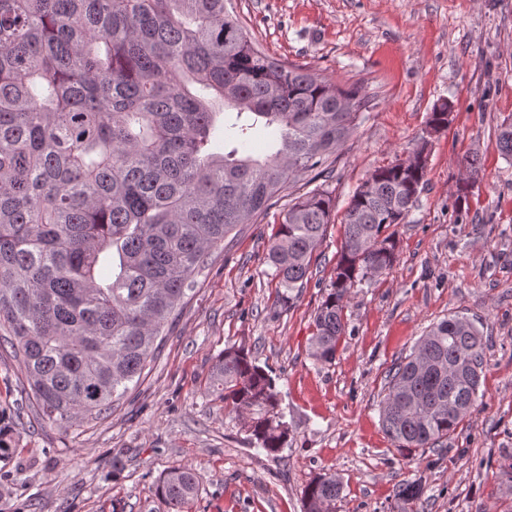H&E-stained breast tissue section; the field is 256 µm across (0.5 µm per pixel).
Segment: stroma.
I'll return each instance as SVG.
<instances>
[{"mask_svg":"<svg viewBox=\"0 0 512 512\" xmlns=\"http://www.w3.org/2000/svg\"><path fill=\"white\" fill-rule=\"evenodd\" d=\"M260 49L340 85L370 106L319 178L335 204L292 305L264 257L281 220L273 205L241 225L197 279L141 379L106 417L63 431L39 420L17 363L0 358V512H166L159 475L193 469L186 512H304L321 473L343 482L332 512H512V160L498 128L512 118V0H234ZM453 105L431 133L436 104ZM426 147L427 183L397 228V258L347 299L336 359L310 356L313 316L341 250L355 188ZM478 156L479 179L460 162ZM486 338L483 397L437 448L401 455L380 423L388 371L452 315ZM245 349L276 382L289 445L272 457L242 416L206 397L211 367ZM120 471H113V460ZM419 481L403 505L395 487Z\"/></svg>","mask_w":512,"mask_h":512,"instance_id":"stroma-1","label":"stroma"}]
</instances>
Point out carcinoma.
<instances>
[{"label":"carcinoma","instance_id":"obj_1","mask_svg":"<svg viewBox=\"0 0 512 512\" xmlns=\"http://www.w3.org/2000/svg\"><path fill=\"white\" fill-rule=\"evenodd\" d=\"M231 0H0V346L24 374L41 420L66 430L102 418L142 376L157 339L192 297L226 238L264 213L302 175L327 163L367 107L342 87L260 50ZM452 105L432 109L448 126ZM273 133L262 158L218 137ZM512 159V122L500 126ZM414 161L379 168L351 195L345 242L315 313L310 355L336 359L355 283L389 270L394 228L425 183ZM324 188L283 210L266 262L287 292L307 278L331 223ZM484 336L463 316L433 324L389 370L383 431L400 452L434 448L470 414L480 392ZM206 392L237 412L258 411L250 443L288 444L274 379L240 348L212 365ZM198 474L167 470L156 495L183 512ZM342 491L332 473L305 489V512H328ZM415 481L397 484L409 503Z\"/></svg>","mask_w":512,"mask_h":512}]
</instances>
